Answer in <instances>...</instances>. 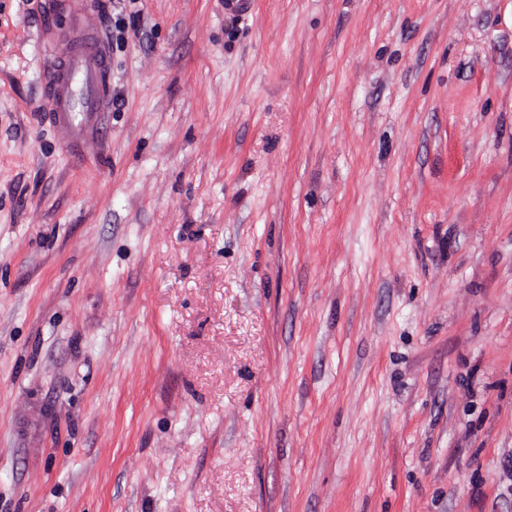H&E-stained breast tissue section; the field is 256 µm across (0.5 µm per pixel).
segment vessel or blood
I'll return each mask as SVG.
<instances>
[{"mask_svg":"<svg viewBox=\"0 0 512 512\" xmlns=\"http://www.w3.org/2000/svg\"><path fill=\"white\" fill-rule=\"evenodd\" d=\"M42 41L47 91L46 111L65 125L73 117L90 118L109 109V51L95 17L83 16L79 26L63 35L46 31Z\"/></svg>","mask_w":512,"mask_h":512,"instance_id":"b4317fda","label":"vessel or blood"}]
</instances>
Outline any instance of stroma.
<instances>
[{
	"label": "stroma",
	"mask_w": 512,
	"mask_h": 512,
	"mask_svg": "<svg viewBox=\"0 0 512 512\" xmlns=\"http://www.w3.org/2000/svg\"><path fill=\"white\" fill-rule=\"evenodd\" d=\"M252 3L0 0V512H512V0ZM42 29L45 49L44 71L47 92L46 112H54L58 120L70 126L72 118L88 119L109 111V51L100 35L95 17L82 12L79 26L63 35ZM59 45L67 49L58 52Z\"/></svg>",
	"instance_id": "stroma-1"
}]
</instances>
